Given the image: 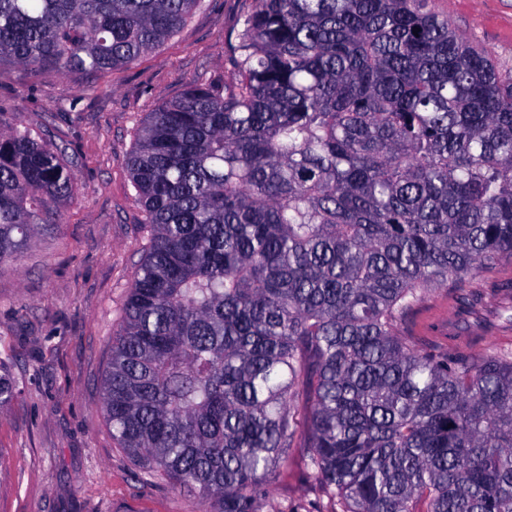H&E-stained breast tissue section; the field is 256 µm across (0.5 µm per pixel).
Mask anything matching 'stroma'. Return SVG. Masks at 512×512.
<instances>
[{
    "label": "stroma",
    "mask_w": 512,
    "mask_h": 512,
    "mask_svg": "<svg viewBox=\"0 0 512 512\" xmlns=\"http://www.w3.org/2000/svg\"><path fill=\"white\" fill-rule=\"evenodd\" d=\"M254 0H204L164 45L102 75L0 66V124L30 130L61 151L77 179L58 223L45 225L15 263L0 266V359L22 387L0 416V512H205L198 494L144 475L112 438L102 381L131 285L147 247L145 214L128 157L161 100L197 81L222 82L231 44ZM457 31L512 69V0H434ZM512 261L465 280L481 290L468 320L458 291L424 295L399 327L418 343L465 339L477 356L512 349ZM305 449L288 451L261 512H331Z\"/></svg>",
    "instance_id": "stroma-1"
}]
</instances>
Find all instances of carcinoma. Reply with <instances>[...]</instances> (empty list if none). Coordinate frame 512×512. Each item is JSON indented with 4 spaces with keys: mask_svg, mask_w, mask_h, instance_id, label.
I'll list each match as a JSON object with an SVG mask.
<instances>
[{
    "mask_svg": "<svg viewBox=\"0 0 512 512\" xmlns=\"http://www.w3.org/2000/svg\"><path fill=\"white\" fill-rule=\"evenodd\" d=\"M200 4L0 0V64L104 74ZM233 57L136 132L150 240L103 381L113 439L206 512H260L299 441L341 512H512V352L398 333L512 259V74L432 0H254ZM75 193L60 152L0 126V265ZM17 393L0 362V409Z\"/></svg>",
    "mask_w": 512,
    "mask_h": 512,
    "instance_id": "cac0c4a2",
    "label": "carcinoma"
}]
</instances>
